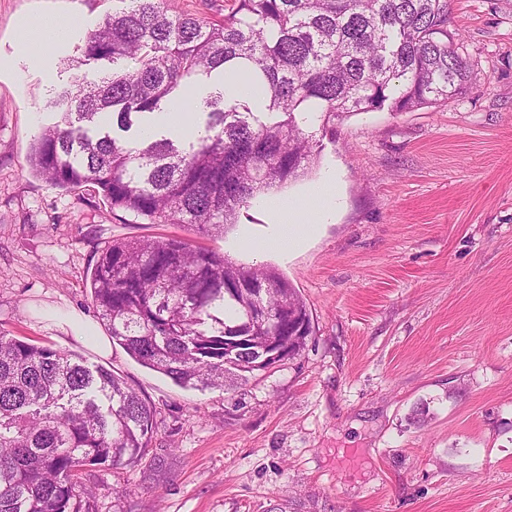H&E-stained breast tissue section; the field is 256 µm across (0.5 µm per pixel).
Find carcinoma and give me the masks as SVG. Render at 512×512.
<instances>
[{
	"label": "carcinoma",
	"instance_id": "obj_1",
	"mask_svg": "<svg viewBox=\"0 0 512 512\" xmlns=\"http://www.w3.org/2000/svg\"><path fill=\"white\" fill-rule=\"evenodd\" d=\"M85 38L100 81L75 79L49 107L60 120L29 161L52 186L87 185L110 211L219 236L258 195L308 173L319 154L309 115L392 112L443 104L471 88L448 0H235L220 21L177 13L171 0H116ZM242 78L263 110L217 88L203 134L185 145L132 136L178 105L201 78ZM112 340L183 387L243 386L312 335L306 303L270 267H246L179 238L115 239L90 277ZM156 427L151 402L124 378L77 356L0 332V512H93L90 466L138 462Z\"/></svg>",
	"mask_w": 512,
	"mask_h": 512
}]
</instances>
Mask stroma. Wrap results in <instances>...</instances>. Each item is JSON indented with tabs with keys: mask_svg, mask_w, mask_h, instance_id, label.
<instances>
[{
	"mask_svg": "<svg viewBox=\"0 0 512 512\" xmlns=\"http://www.w3.org/2000/svg\"><path fill=\"white\" fill-rule=\"evenodd\" d=\"M112 6L0 0V331L121 375L157 410L140 463L85 471L99 512H512V0H448L466 95L312 120L319 157L277 194L308 200L331 175L338 199L289 252L257 198L207 237L32 172L55 91L99 75L69 60ZM50 21L70 31L43 64ZM164 235L287 278L311 315L302 355L227 392L113 343L87 285L98 253Z\"/></svg>",
	"mask_w": 512,
	"mask_h": 512,
	"instance_id": "obj_1",
	"label": "stroma"
}]
</instances>
